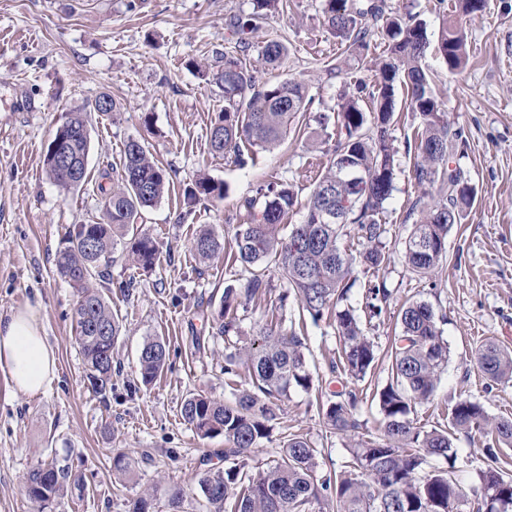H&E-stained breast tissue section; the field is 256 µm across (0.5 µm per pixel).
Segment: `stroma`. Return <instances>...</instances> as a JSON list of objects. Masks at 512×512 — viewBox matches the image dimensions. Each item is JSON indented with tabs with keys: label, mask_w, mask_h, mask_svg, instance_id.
I'll use <instances>...</instances> for the list:
<instances>
[{
	"label": "stroma",
	"mask_w": 512,
	"mask_h": 512,
	"mask_svg": "<svg viewBox=\"0 0 512 512\" xmlns=\"http://www.w3.org/2000/svg\"><path fill=\"white\" fill-rule=\"evenodd\" d=\"M321 8V0H292L287 13L251 34L252 48L242 57L257 82L293 78L307 84L312 104L305 120L318 130L317 144L291 136L241 169L209 151L210 121L224 106V92L201 69L219 65L221 52L234 51L237 37L225 20L250 15L251 0H0V319L38 308L58 365L56 377L35 397L16 392L0 368V512H38L25 477L52 460L71 472L55 512H128L141 497L149 512H210L199 480L223 469L224 437L198 438L181 406L193 393L220 401L230 395L224 340L212 335L211 324L225 285L244 275L245 267L227 250L201 259L191 242L206 228L228 239L235 225L251 223L242 202L265 182L293 184L294 215L302 217L335 143L329 118L340 82L327 67L338 46L322 24ZM462 25L467 67L449 73L432 50L425 64L449 123L467 140L459 164L476 192L473 208L464 224L450 230L438 272L415 278L402 253L421 217L422 191L407 153L419 119L401 109L393 131L395 190L381 216L390 258L380 273L357 270L350 295L351 303H359L365 284L379 278L392 290L381 318L368 328L383 352L404 301H427L443 315L448 366L431 403L417 411L429 429L445 425L446 409L462 399L478 402L489 416H512V381L489 383L473 361L486 341L512 348V0H489L485 12ZM270 32L289 48L274 68L259 57ZM104 95L116 104L107 115L95 110ZM71 110L88 118L89 177L66 192L47 178L43 158L62 114ZM131 139L144 143L169 174V192L138 223L171 257L146 273L125 248L113 253L102 290L122 332L112 350V389L101 396L85 377L75 341L76 292L56 274L53 259L66 228L101 217L100 174L118 162ZM200 172L225 183L227 194L188 213L184 194ZM128 281L135 288L127 297L120 286ZM287 317L307 339L314 387L291 393L271 440L261 441L252 458L261 465L277 459L283 437L301 433L324 478L344 464L352 442L330 429L322 413L342 388L329 366L336 337L329 319L300 317L296 302H289ZM155 336L166 341L169 361L146 384L138 356L144 340ZM454 448L455 477L472 485L488 463L483 439L460 433ZM119 453L130 468L118 476L112 461Z\"/></svg>",
	"instance_id": "35a3bbf8"
}]
</instances>
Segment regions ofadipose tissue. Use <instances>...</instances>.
Instances as JSON below:
<instances>
[{"instance_id":"1","label":"adipose tissue","mask_w":512,"mask_h":512,"mask_svg":"<svg viewBox=\"0 0 512 512\" xmlns=\"http://www.w3.org/2000/svg\"><path fill=\"white\" fill-rule=\"evenodd\" d=\"M0 365L7 366L18 391L41 392L57 374L56 357L46 342L35 310L0 321Z\"/></svg>"}]
</instances>
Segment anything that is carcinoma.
Instances as JSON below:
<instances>
[{
  "label": "carcinoma",
  "mask_w": 512,
  "mask_h": 512,
  "mask_svg": "<svg viewBox=\"0 0 512 512\" xmlns=\"http://www.w3.org/2000/svg\"><path fill=\"white\" fill-rule=\"evenodd\" d=\"M248 19L232 15L226 22L237 35L239 51L250 48L249 35L256 20L284 12L289 0H252ZM487 0H452L436 41L426 24L394 11L386 0H323L322 20L340 45L343 64L330 68L336 78L343 66L376 68L380 81L368 89L362 82L344 83L336 113V141L328 172L315 184L305 205L303 219L282 231L294 212L297 195L292 185L269 182L256 188L243 207L261 206L260 218L234 228V257L248 266V275L224 288L222 311L213 320L212 333L226 339L225 384L232 398L221 402L193 394L183 402V420L202 438L224 435V470L208 473L200 489L214 512H512V476L503 470L499 453L512 448V418L491 417L477 402L464 399L451 408L442 429L418 425L413 414L434 395L441 373L448 365V343L438 327L432 307L424 301L405 303L399 314L400 334L394 337L389 360L390 380L375 394L382 420L374 439L362 437L365 424L357 417L364 397L355 391L336 393L324 408L326 424L357 437L348 448L349 460L333 475L318 480L315 449L307 437L293 434L280 445L279 458L267 467L251 466L253 449L271 439L279 420L281 402L293 391L310 392L312 375L304 354L305 344L284 328L283 311L294 298L313 322L329 316L336 335V361L332 370L362 381L381 359L356 309L341 305L355 285L354 267L375 272L389 260L384 242L386 225L380 216L394 190L395 155L393 117L396 91L402 90L408 109L420 118L413 151L412 177L431 201L424 203L420 220L405 246V262L418 277L431 275L447 249L448 231L467 218L475 201L468 174L460 167L448 181L446 197L432 198L439 172L448 158L462 155L467 141L448 125V118L432 87L424 58L434 47L453 74L469 61L461 20L483 11ZM385 45L383 57L370 55L375 37ZM286 44L276 35L261 46L263 62L276 66L286 54ZM224 90V109L210 123L209 146L215 156H231L239 167L255 152L279 146L312 98L304 83L292 79L257 83L240 57L224 53V65L207 73ZM370 100V108L362 102ZM64 139L69 163L44 156L45 172L65 191L83 186L88 178L90 132L84 113H65L53 140ZM101 221L76 224L64 234L56 250L57 274L76 290L73 311L75 340L83 356L86 377L99 395L112 389V349L122 330L118 316L98 291L105 279L112 253L128 249L133 263L154 268L162 250L156 239L139 230L136 219L156 205L169 189V178L144 144L126 142L112 172L101 174ZM226 187L198 175L187 194V206L200 200L221 201ZM346 199L343 223L325 224L324 208ZM343 235L358 241L352 254L340 248ZM192 249L209 259L224 249L218 235L206 229L193 239ZM285 286L279 306L246 343L238 317L239 307L259 305L271 292L269 270ZM391 292L385 281L369 286L363 296L368 318L381 316ZM236 340H231V337ZM167 346L158 337L144 341L139 363L141 379L151 383L167 362ZM480 372L492 382L512 380V349L494 341L480 345ZM246 365L248 380L241 381L239 366ZM478 432L486 437L485 455L490 463L477 474L473 498L457 495L459 483L452 476L457 432ZM442 459L446 466L426 470L429 461ZM69 467L40 464L28 474L25 488L38 512H52L65 493Z\"/></svg>",
  "instance_id": "1"
}]
</instances>
